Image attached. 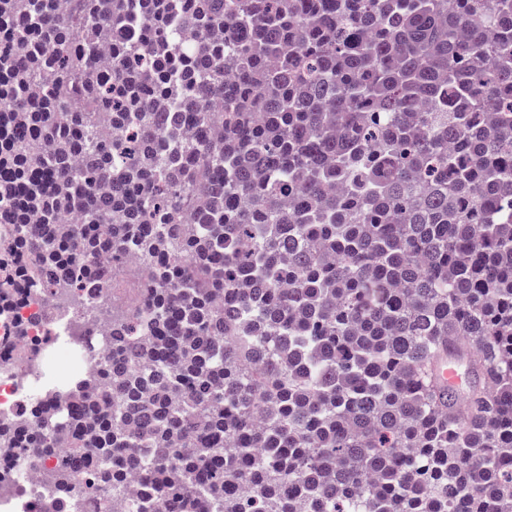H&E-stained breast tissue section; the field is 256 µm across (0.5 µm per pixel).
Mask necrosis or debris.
Returning a JSON list of instances; mask_svg holds the SVG:
<instances>
[{
    "mask_svg": "<svg viewBox=\"0 0 512 512\" xmlns=\"http://www.w3.org/2000/svg\"><path fill=\"white\" fill-rule=\"evenodd\" d=\"M111 299L108 289L77 302L41 288L20 291L10 315L0 316L1 336L11 334L14 321L28 327L23 341L0 344V417H16L30 404L58 409L64 404L68 385L50 382L29 348L70 352L77 380L97 374L110 345V324L100 310ZM54 498L46 469L27 465L22 449L0 456V512H48Z\"/></svg>",
    "mask_w": 512,
    "mask_h": 512,
    "instance_id": "necrosis-or-debris-1",
    "label": "necrosis or debris"
}]
</instances>
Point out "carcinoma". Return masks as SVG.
Masks as SVG:
<instances>
[{"label": "carcinoma", "instance_id": "cac0c4a2", "mask_svg": "<svg viewBox=\"0 0 512 512\" xmlns=\"http://www.w3.org/2000/svg\"><path fill=\"white\" fill-rule=\"evenodd\" d=\"M1 224L0 314L132 271L62 506L512 512V0H0Z\"/></svg>", "mask_w": 512, "mask_h": 512}]
</instances>
